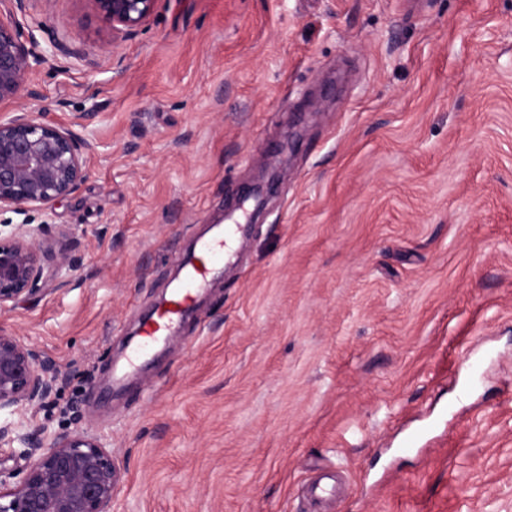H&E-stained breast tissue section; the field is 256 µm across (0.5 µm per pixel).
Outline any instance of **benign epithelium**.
Masks as SVG:
<instances>
[{
  "instance_id": "1",
  "label": "benign epithelium",
  "mask_w": 512,
  "mask_h": 512,
  "mask_svg": "<svg viewBox=\"0 0 512 512\" xmlns=\"http://www.w3.org/2000/svg\"><path fill=\"white\" fill-rule=\"evenodd\" d=\"M26 0H0L9 19L0 17V103L37 99L30 75L44 60L34 37L11 16L24 11ZM112 25V41L125 39L152 14L157 0H87ZM90 145L41 112H15L0 118V212L44 209L71 195L86 175ZM275 175L252 187L254 211L265 203ZM46 225L14 224L0 231V311L63 281L73 262L45 239ZM58 375L35 347L0 330V412L42 406L56 392ZM17 441L27 452H40L21 472L14 487L0 490V512H110L121 474L112 451L96 438L59 432L45 439L38 430L18 432L0 427V441Z\"/></svg>"
}]
</instances>
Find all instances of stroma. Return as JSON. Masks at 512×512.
<instances>
[{
    "instance_id": "1",
    "label": "stroma",
    "mask_w": 512,
    "mask_h": 512,
    "mask_svg": "<svg viewBox=\"0 0 512 512\" xmlns=\"http://www.w3.org/2000/svg\"><path fill=\"white\" fill-rule=\"evenodd\" d=\"M33 110L92 136L45 211L63 285L0 312L58 371L1 426L112 451L111 512H512V0H158L132 36L27 0ZM229 267L107 386L176 260L262 171Z\"/></svg>"
}]
</instances>
